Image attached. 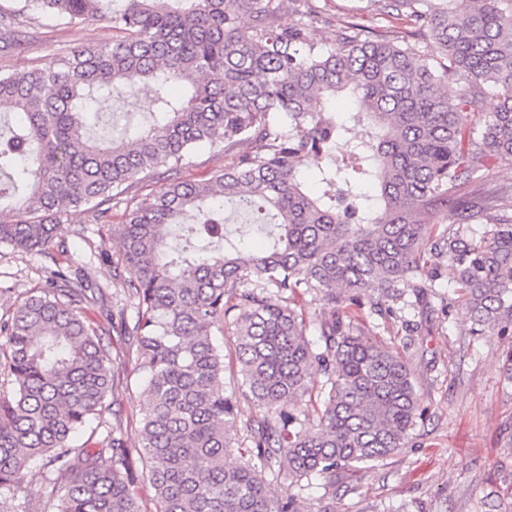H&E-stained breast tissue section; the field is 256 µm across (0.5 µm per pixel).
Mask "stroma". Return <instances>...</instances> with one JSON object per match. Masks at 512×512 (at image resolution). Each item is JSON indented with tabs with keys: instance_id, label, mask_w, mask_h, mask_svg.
<instances>
[{
	"instance_id": "1",
	"label": "stroma",
	"mask_w": 512,
	"mask_h": 512,
	"mask_svg": "<svg viewBox=\"0 0 512 512\" xmlns=\"http://www.w3.org/2000/svg\"><path fill=\"white\" fill-rule=\"evenodd\" d=\"M319 20L313 39L330 45L338 22L355 20L373 31L384 21L367 0H312ZM29 50L18 56L0 54V71L48 64L62 49L81 42L111 40L106 24L93 22L63 29L45 17L28 23ZM124 220L114 209L111 224H91L73 216L64 228L65 250L50 246L34 253L0 247V320H6L34 289L44 285L57 267L87 274L92 285L107 292L104 305L86 306L97 325L108 316L131 319L135 310L121 292L124 267L112 225ZM455 283L450 267H442L431 290L432 309L407 311L418 329L416 342L404 347L401 328L389 324L376 331L385 345L404 350L415 370L418 401L425 414L411 430L408 443L387 459L359 471L303 483L298 494L303 512H512V382L503 373L502 353L512 336L473 335L466 309L454 304ZM102 342L123 386L104 411L90 441L118 429L129 447H139L146 398L129 356L126 337L107 332ZM43 461L30 464L20 483L19 497L27 512H56V499L46 495Z\"/></svg>"
}]
</instances>
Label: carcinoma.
<instances>
[{"label": "carcinoma", "mask_w": 512, "mask_h": 512, "mask_svg": "<svg viewBox=\"0 0 512 512\" xmlns=\"http://www.w3.org/2000/svg\"><path fill=\"white\" fill-rule=\"evenodd\" d=\"M13 0L0 7V53H22V26L52 16L68 27L103 21L106 42L65 49L47 65L0 72V202L15 199L0 246L39 252L78 211L118 225L131 340L149 407L140 448L112 432L95 447L72 436L119 386L90 324L83 280L55 271L0 321L12 377L0 398V512H26L17 485L48 459L57 512H141L135 459L148 467L159 512H300L276 500L265 465L279 458L292 485L382 460L423 416L413 368L365 324L414 325L408 297L427 310L443 264L472 333L512 331V217L458 196L493 158H512V0H370L403 21V35L346 21L328 47L310 35L306 0ZM247 15L250 25L240 24ZM296 17L282 24L280 16ZM455 98L441 92L448 69ZM150 94L151 122L133 135L90 134L118 87ZM345 92L343 119L327 111ZM488 119L475 121L489 96ZM236 151L206 183L179 180L194 147ZM165 177L138 198L135 184ZM249 204L266 248L249 252L226 224L224 200ZM452 204L457 226L425 213ZM491 212L481 235L471 221ZM192 218V223L184 222ZM374 288L377 295L365 294ZM321 302L318 340L306 338L305 297ZM233 326L240 384L224 389V354L211 327ZM321 372L316 418L287 407ZM264 410L247 441L241 402ZM249 460L224 463L233 449Z\"/></svg>", "instance_id": "carcinoma-1"}]
</instances>
